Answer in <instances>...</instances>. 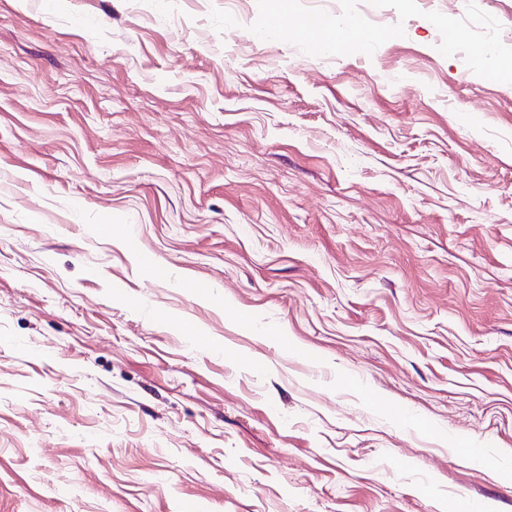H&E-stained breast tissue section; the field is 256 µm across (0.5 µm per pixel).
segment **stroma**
Instances as JSON below:
<instances>
[{
	"label": "stroma",
	"instance_id": "1",
	"mask_svg": "<svg viewBox=\"0 0 512 512\" xmlns=\"http://www.w3.org/2000/svg\"><path fill=\"white\" fill-rule=\"evenodd\" d=\"M417 4L0 0V512H512V85Z\"/></svg>",
	"mask_w": 512,
	"mask_h": 512
}]
</instances>
